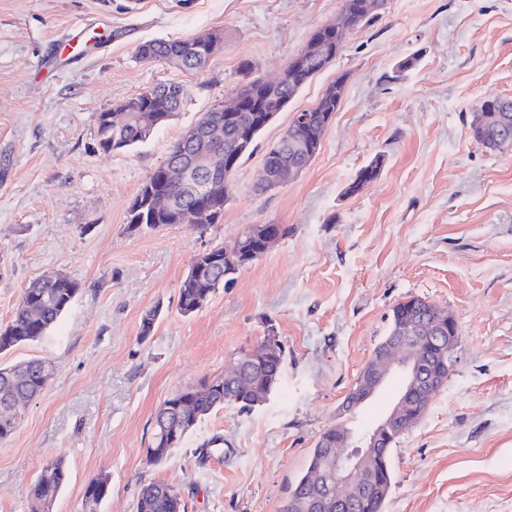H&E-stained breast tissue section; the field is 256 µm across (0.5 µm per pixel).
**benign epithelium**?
<instances>
[{
    "instance_id": "1",
    "label": "benign epithelium",
    "mask_w": 512,
    "mask_h": 512,
    "mask_svg": "<svg viewBox=\"0 0 512 512\" xmlns=\"http://www.w3.org/2000/svg\"><path fill=\"white\" fill-rule=\"evenodd\" d=\"M353 30L350 17L342 13L336 19L320 26L315 37L285 63L273 79H260L268 89L283 86L288 72L301 69L317 72L325 69L338 55L345 36ZM236 98L224 105L228 131L209 125L208 116L191 125L182 135V142L191 149L187 165H175L168 170V180L181 192L194 198H207L212 193L229 187L233 172L232 153L249 148L253 122L258 116H244ZM319 147L316 139L299 135L288 138L286 146L268 162H263L258 186L265 191L276 189L297 177L315 157ZM248 237L261 239L265 249L279 240L272 224H256L247 229ZM460 340V329L455 319L438 307L420 308L399 325L395 335L373 353L360 375V384L351 389L344 404L364 403L394 375L401 378L397 399L376 425V436L364 448L349 447L351 438L338 429L336 437L326 442L332 463L330 472H315L311 476L310 495L300 504L302 509L324 512L336 508L340 512H362L376 503L380 486L373 473L377 440L389 432L397 435L412 427L417 419V408L428 403L432 391L444 382L443 367H453V355ZM258 361L253 350L243 352L224 380L242 378Z\"/></svg>"
}]
</instances>
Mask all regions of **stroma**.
I'll use <instances>...</instances> for the list:
<instances>
[{
  "label": "stroma",
  "mask_w": 512,
  "mask_h": 512,
  "mask_svg": "<svg viewBox=\"0 0 512 512\" xmlns=\"http://www.w3.org/2000/svg\"><path fill=\"white\" fill-rule=\"evenodd\" d=\"M340 7L0 0V325L41 276L80 286L45 336L0 353L1 366L38 358L54 370L0 441V512H30V485L55 458L69 481L50 512H85L101 473L110 488L97 512H135L152 480L173 485L185 512H280L310 448L340 424L393 306L410 297L451 315L460 341L446 386L391 450L384 512H512V150L469 135L479 101L512 99V0H386L262 131L218 223L126 229L130 202L170 146L234 96L241 63L275 77ZM213 31L224 46L193 75L136 56L148 40ZM339 78L344 95L310 165L256 192L264 153L293 111ZM170 83L184 89L173 120L133 149L100 148L101 113ZM376 159L378 177L348 193ZM252 224L289 233L181 314L194 256ZM271 331L284 364L266 400L212 412L166 461L147 464L164 400L224 375Z\"/></svg>",
  "instance_id": "1"
}]
</instances>
